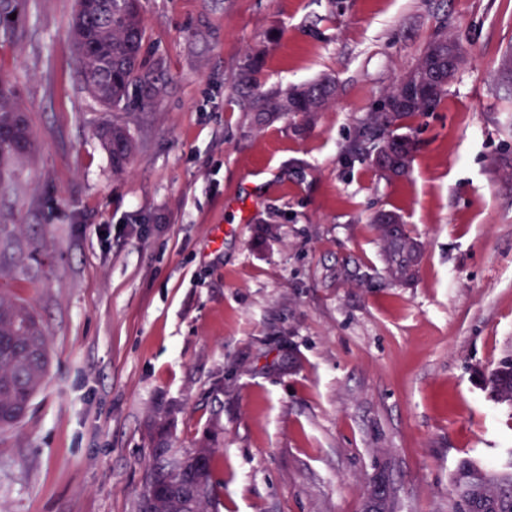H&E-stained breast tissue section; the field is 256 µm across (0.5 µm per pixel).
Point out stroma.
I'll list each match as a JSON object with an SVG mask.
<instances>
[{"instance_id":"35a3bbf8","label":"stroma","mask_w":512,"mask_h":512,"mask_svg":"<svg viewBox=\"0 0 512 512\" xmlns=\"http://www.w3.org/2000/svg\"><path fill=\"white\" fill-rule=\"evenodd\" d=\"M165 91L112 173L85 87L75 0H27L0 35L35 149L0 192L23 244L0 283L39 315L50 366L0 431V512H134L145 422L180 412L189 447L218 420L224 512H454L465 462L502 465L512 407L478 372L512 355V0H142ZM464 61L405 123L406 177L349 153L360 119L439 26ZM262 91L321 75L336 102L297 131L255 128ZM399 213L424 255L394 284L370 227ZM224 228L214 248L215 225Z\"/></svg>"}]
</instances>
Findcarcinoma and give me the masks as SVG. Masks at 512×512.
<instances>
[{"instance_id": "carcinoma-1", "label": "carcinoma", "mask_w": 512, "mask_h": 512, "mask_svg": "<svg viewBox=\"0 0 512 512\" xmlns=\"http://www.w3.org/2000/svg\"><path fill=\"white\" fill-rule=\"evenodd\" d=\"M71 34L81 60V72L87 89L104 105L127 110L130 91L141 94L137 111L154 102L160 93L159 78L146 64L144 46L146 28L141 0H98L88 11L83 0H76ZM463 49L455 34L437 32L428 41L410 71L420 70L432 59H444L443 76L455 77L447 71L448 43ZM337 97L336 81L323 77L285 92L254 93L252 109L255 122L262 126L284 114L300 116L309 122L315 113L333 104ZM443 96L424 95L402 112L371 111L361 120L351 152L383 176L394 179L405 176L411 166L414 142L398 133L402 122L424 112L433 111ZM0 183L12 178L14 167L32 152L34 137L25 109L14 85L0 92ZM112 161V174H122L135 149L128 124L114 122L99 131ZM388 146L397 154V165L384 169L373 158L376 149ZM382 251L401 254L419 242L399 225L394 238L390 225L373 219ZM47 336L37 314L26 304L9 298L0 287V428L18 424L27 414L31 402L45 381L49 365ZM494 400L512 405V356L502 359L484 376ZM178 409L163 406L153 409L145 426L148 460L143 481L166 470V449L171 447V428ZM192 449L206 458L207 476L198 491H193L196 476L186 472L178 484L156 495L152 512H222L224 502L211 474L214 464L212 435L199 439ZM457 512H512V462L500 469L464 462L453 476Z\"/></svg>"}]
</instances>
